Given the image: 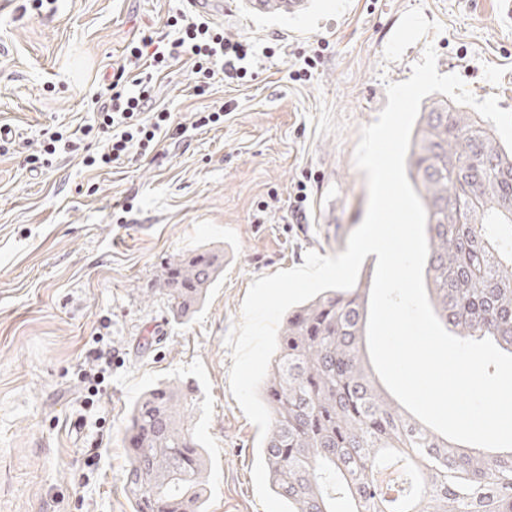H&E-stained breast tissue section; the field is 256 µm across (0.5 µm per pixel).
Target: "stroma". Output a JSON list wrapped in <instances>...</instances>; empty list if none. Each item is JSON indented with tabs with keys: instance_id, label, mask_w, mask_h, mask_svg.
Returning a JSON list of instances; mask_svg holds the SVG:
<instances>
[{
	"instance_id": "stroma-1",
	"label": "stroma",
	"mask_w": 512,
	"mask_h": 512,
	"mask_svg": "<svg viewBox=\"0 0 512 512\" xmlns=\"http://www.w3.org/2000/svg\"><path fill=\"white\" fill-rule=\"evenodd\" d=\"M187 0H11L0 13V512H131L124 435L150 385L196 388L197 433L210 457L206 512H282L264 476L258 428L229 386L226 335L253 281L335 255L363 221L361 129L407 80L426 46L439 73L512 110V8L506 0H307L305 13L260 14L224 0L212 25L256 50L258 74L195 95L182 61L156 84L180 137L109 169L82 152L26 168L45 129L93 120L91 97L135 37L164 33ZM322 51L310 79L293 81ZM224 107L221 125L196 112ZM307 219H291L298 183ZM211 248L224 273L188 320L154 287L179 254ZM112 351L97 395L80 377L94 337Z\"/></svg>"
}]
</instances>
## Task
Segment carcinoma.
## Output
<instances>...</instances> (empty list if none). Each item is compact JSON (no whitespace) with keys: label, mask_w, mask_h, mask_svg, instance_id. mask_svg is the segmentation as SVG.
Instances as JSON below:
<instances>
[{"label":"carcinoma","mask_w":512,"mask_h":512,"mask_svg":"<svg viewBox=\"0 0 512 512\" xmlns=\"http://www.w3.org/2000/svg\"><path fill=\"white\" fill-rule=\"evenodd\" d=\"M410 184L425 208L427 292L443 327L512 353V150L487 121L434 100L414 123ZM221 256L172 260L157 291L189 319ZM370 283L327 290L289 310L261 395L272 415L260 447L286 512H512V450L453 442L394 403L368 351ZM195 389L172 380L131 405L125 492L131 512H205L209 460L192 415Z\"/></svg>","instance_id":"cac0c4a2"}]
</instances>
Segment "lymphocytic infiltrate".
<instances>
[{"label":"lymphocytic infiltrate","instance_id":"lymphocytic-infiltrate-1","mask_svg":"<svg viewBox=\"0 0 512 512\" xmlns=\"http://www.w3.org/2000/svg\"><path fill=\"white\" fill-rule=\"evenodd\" d=\"M166 25L167 33L126 45L116 72L94 101L95 122L66 134H49L40 153L28 157L29 170L43 167L44 156L78 151L90 139L101 140L103 146L84 156L89 168H108L154 152L171 130L170 112L154 99L155 83L182 60L191 61L194 89L201 95L216 77L230 84L246 78L256 57L253 46L181 11L169 16Z\"/></svg>","mask_w":512,"mask_h":512}]
</instances>
